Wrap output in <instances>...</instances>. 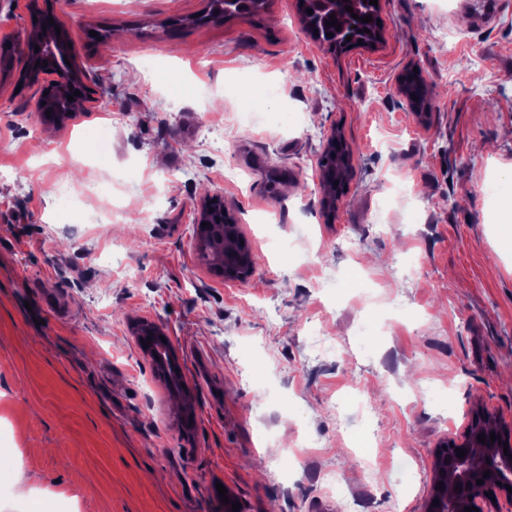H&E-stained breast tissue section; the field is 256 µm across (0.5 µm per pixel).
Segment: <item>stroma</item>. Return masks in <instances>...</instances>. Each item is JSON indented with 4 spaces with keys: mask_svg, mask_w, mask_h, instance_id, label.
<instances>
[{
    "mask_svg": "<svg viewBox=\"0 0 512 512\" xmlns=\"http://www.w3.org/2000/svg\"><path fill=\"white\" fill-rule=\"evenodd\" d=\"M52 0L98 99L63 124L20 81L33 0H0V512H425L433 452L475 405L512 430V0H378L383 41L334 50L296 0ZM429 111L398 92L409 69ZM244 77L249 98L234 84ZM340 127L355 174L326 213ZM106 165H64L80 132ZM224 141L206 158V137ZM124 212L90 223L109 197ZM218 196L256 259L199 257ZM171 337L197 419L177 422L134 327ZM335 339L316 355L309 328ZM340 145H343L345 149L344 161L346 165L349 167V169L352 171L353 154L350 151V149L346 146L340 129L334 126L330 129L329 133L325 137L323 154L328 152L329 150L336 151V147ZM321 166L326 172L333 168H336V171H341V153L336 151L335 157H332V153L325 154L322 158Z\"/></svg>",
    "mask_w": 512,
    "mask_h": 512,
    "instance_id": "1",
    "label": "stroma"
}]
</instances>
